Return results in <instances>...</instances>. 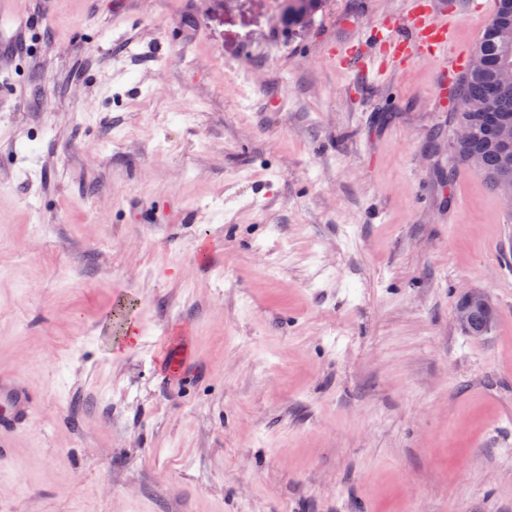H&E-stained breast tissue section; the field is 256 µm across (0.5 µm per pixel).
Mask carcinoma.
Instances as JSON below:
<instances>
[{
    "mask_svg": "<svg viewBox=\"0 0 512 512\" xmlns=\"http://www.w3.org/2000/svg\"><path fill=\"white\" fill-rule=\"evenodd\" d=\"M321 5L322 0H286L283 23L290 28L306 26ZM475 53L485 64L468 68L449 91L452 118L471 132L455 144L454 161L472 167L496 191L512 182V145H504L497 136L499 125L512 124V93L489 98L503 73L512 70V0H499Z\"/></svg>",
    "mask_w": 512,
    "mask_h": 512,
    "instance_id": "obj_1",
    "label": "carcinoma"
}]
</instances>
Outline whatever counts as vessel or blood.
I'll return each instance as SVG.
<instances>
[{"label": "vessel or blood", "instance_id": "vessel-or-blood-1", "mask_svg": "<svg viewBox=\"0 0 512 512\" xmlns=\"http://www.w3.org/2000/svg\"><path fill=\"white\" fill-rule=\"evenodd\" d=\"M454 16L442 22L430 21L421 14L411 21L395 25L386 47L400 64L425 56L437 62L448 72H456L467 60L468 50H450ZM38 404L34 394L14 373L0 372V462L13 452L12 438L35 415Z\"/></svg>", "mask_w": 512, "mask_h": 512}]
</instances>
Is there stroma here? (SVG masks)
I'll use <instances>...</instances> for the list:
<instances>
[{
    "mask_svg": "<svg viewBox=\"0 0 512 512\" xmlns=\"http://www.w3.org/2000/svg\"><path fill=\"white\" fill-rule=\"evenodd\" d=\"M466 2L26 0L0 371L40 405L0 512H512V214L440 187L448 72L384 48ZM322 3V0H288L284 4L282 22L288 28L306 26ZM489 297L482 290H471L468 292V299L465 305L456 309L454 320L458 326L467 331L473 338L483 337L487 330L486 323H477L474 320L473 309H485L489 306Z\"/></svg>",
    "mask_w": 512,
    "mask_h": 512,
    "instance_id": "obj_1",
    "label": "stroma"
}]
</instances>
